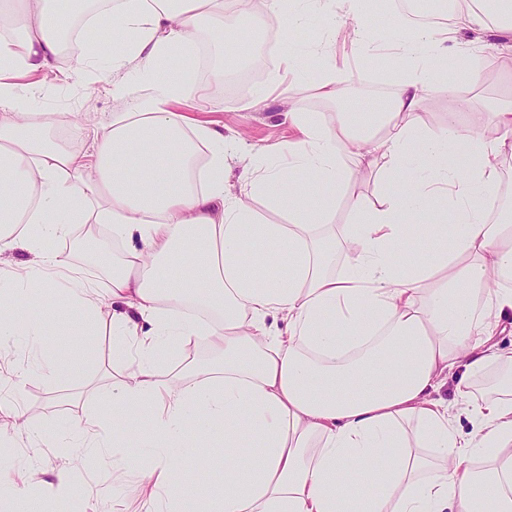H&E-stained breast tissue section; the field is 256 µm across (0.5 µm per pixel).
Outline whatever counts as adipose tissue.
I'll return each mask as SVG.
<instances>
[{"label":"adipose tissue","mask_w":512,"mask_h":512,"mask_svg":"<svg viewBox=\"0 0 512 512\" xmlns=\"http://www.w3.org/2000/svg\"><path fill=\"white\" fill-rule=\"evenodd\" d=\"M0 0V374L22 391L30 369L14 351L41 352L50 379L71 358L49 345L67 320L76 336L108 322L115 351L108 412L47 433L53 447L111 456L134 475L147 503L166 512H512V356L493 336L512 314V219L493 220L500 160L512 156V105L482 96L501 53L460 68L464 30L497 21L512 32V0H453L447 23L411 25L387 14V34L410 64L388 108L359 119L288 110L296 132L268 147L239 192L224 187V134L181 113L208 99L187 78L199 34L231 39L224 21L246 0ZM284 31L321 12L331 36L312 87L327 104L342 92L336 40L365 42L364 0H266ZM356 26L348 28L346 17ZM90 37L62 66V38ZM117 32L113 71L130 103L96 133L91 149L57 144L75 115L32 111L30 75L60 70L76 79L98 58L94 32ZM431 69L419 66L423 53ZM441 128L428 129L432 81L451 70ZM467 163H454L458 155ZM381 174L377 201L354 195L362 170ZM286 212L263 221L255 198ZM347 199L355 221L336 222ZM454 224H440L437 203ZM97 255L75 262L50 249L93 231ZM28 260L2 262L4 254ZM205 340L210 362L167 369L173 349ZM503 366L496 397L475 400L469 380ZM457 375L456 396L471 422L462 432L438 393ZM194 420L193 433L184 423ZM222 440L224 489L194 502L179 471L206 474L199 450ZM252 452H244L245 442ZM76 485L62 468L29 488L24 472H0L9 512H44Z\"/></svg>","instance_id":"adipose-tissue-1"}]
</instances>
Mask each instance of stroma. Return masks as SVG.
<instances>
[{
  "label": "stroma",
  "instance_id": "obj_1",
  "mask_svg": "<svg viewBox=\"0 0 512 512\" xmlns=\"http://www.w3.org/2000/svg\"><path fill=\"white\" fill-rule=\"evenodd\" d=\"M260 25L275 34L280 31L278 20L261 9L257 10L255 18L236 20L233 25L235 39L227 44L234 60H244L246 51L254 48L256 28ZM112 50V44H104L102 62L93 77L75 83L46 81L33 97V109L78 113L89 132L108 123L113 113L124 109L123 101L113 92ZM318 63L317 56L303 58L300 63L302 76L294 80L285 77L281 55L276 52L264 74L247 76L232 89L225 83L213 81L207 74L196 78V85L211 102L204 118L223 130L228 144L225 168L229 190H236L237 177L250 158L266 147L287 144L291 132L281 118L287 107L318 113L328 122L333 120V107L322 102L310 86ZM403 68V61L389 51L357 55L343 76L344 86L353 91L344 107L345 112L384 111L393 80ZM277 78L282 81L279 97L250 108V101ZM50 341L60 346H77L79 355L53 380L32 374L22 397H15L10 384L0 385V404L6 409L5 421L13 422L19 414L27 422L25 431L14 434L5 446L0 447V467L24 469L36 485L49 479L53 470L69 467L77 475L80 486L64 502H52L47 512H58L62 507L68 512H144V500L134 493L131 477L120 476L108 458L88 459L70 449L52 448L34 439V432L43 430L46 425H53L63 432L75 417L89 410L103 409L111 383L112 344L109 336L101 335L97 340L78 344L68 330L59 326Z\"/></svg>",
  "mask_w": 512,
  "mask_h": 512
}]
</instances>
